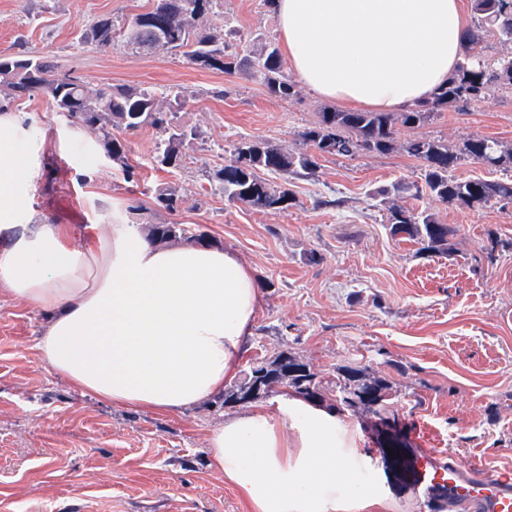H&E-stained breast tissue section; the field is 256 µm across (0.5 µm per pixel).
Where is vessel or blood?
Instances as JSON below:
<instances>
[{
  "instance_id": "1",
  "label": "vessel or blood",
  "mask_w": 512,
  "mask_h": 512,
  "mask_svg": "<svg viewBox=\"0 0 512 512\" xmlns=\"http://www.w3.org/2000/svg\"><path fill=\"white\" fill-rule=\"evenodd\" d=\"M431 512H512V468L492 469L452 452L446 463L419 471Z\"/></svg>"
}]
</instances>
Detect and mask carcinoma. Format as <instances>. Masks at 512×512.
<instances>
[{
	"mask_svg": "<svg viewBox=\"0 0 512 512\" xmlns=\"http://www.w3.org/2000/svg\"><path fill=\"white\" fill-rule=\"evenodd\" d=\"M214 0H152V6L136 14L128 27V42L145 51H179L201 69L238 73L258 79L268 92L285 101L296 95L294 84L284 72V62L272 42L261 45L255 55H240L217 33H199L197 23L213 8ZM474 26L465 34L462 59L433 98L401 113L410 127L431 122L448 106H465L478 101L493 87L512 88V58L489 59L478 50L486 37L496 34L512 40V0H473ZM99 48L112 46V19L101 18L86 35ZM72 75L52 58L29 57L21 53L0 55V97L9 102L22 96L40 94L51 103L65 126L85 132L99 145L112 164L126 177L134 175L127 163L125 135L150 126L160 136L155 162L162 167L180 166L181 147L195 139L194 130L173 125L172 104L183 105L180 91L173 101H163L152 91L137 86L112 88L87 81L71 82ZM392 117L387 112L319 113L313 126L300 133L301 147L285 151L264 141L242 139L234 144L232 158L214 172L224 199L255 210L286 209L294 204L293 194L267 179L269 174L310 178L323 157H354L361 153L386 154L393 149ZM405 152L421 162L420 180H403L372 189V199L384 203L399 193L420 196L427 193L458 209H473L490 203L505 208L512 204V176L498 180L458 179L452 170L466 160L489 167L512 170V148L485 137H472L460 149L427 137H417L405 145ZM140 220L148 225L149 240L159 243L204 242L205 235L184 224H154L138 206ZM391 235L421 245L420 252L454 259L457 229L444 224L428 209H389ZM512 252V239L490 238L484 256L474 257L495 263L504 252ZM281 384L308 403L336 411L365 413L383 428L384 445L404 446L400 413L393 406V384L382 372L356 359L336 365L325 379L313 367L288 351H279L253 362L250 372L235 388L224 392L222 405L250 403L268 395Z\"/></svg>",
	"mask_w": 512,
	"mask_h": 512,
	"instance_id": "obj_1",
	"label": "carcinoma"
}]
</instances>
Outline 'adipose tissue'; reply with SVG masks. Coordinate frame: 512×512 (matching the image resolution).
Wrapping results in <instances>:
<instances>
[{"label":"adipose tissue","mask_w":512,"mask_h":512,"mask_svg":"<svg viewBox=\"0 0 512 512\" xmlns=\"http://www.w3.org/2000/svg\"><path fill=\"white\" fill-rule=\"evenodd\" d=\"M292 73L349 109L413 107L461 59L464 0H278ZM0 114V286L49 320L36 349L73 388L116 405L173 414L223 391L240 370L261 293L233 253L160 248L132 224L70 244L30 204L34 171ZM358 441L335 413L286 397L210 432V465L252 512H336Z\"/></svg>","instance_id":"obj_1"}]
</instances>
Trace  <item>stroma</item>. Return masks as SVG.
<instances>
[{"label":"stroma","mask_w":512,"mask_h":512,"mask_svg":"<svg viewBox=\"0 0 512 512\" xmlns=\"http://www.w3.org/2000/svg\"><path fill=\"white\" fill-rule=\"evenodd\" d=\"M149 0H0V54L51 55L73 76L94 84L134 85L164 97L186 92L174 117L197 136L182 163H155L158 136L128 135L134 179H126L84 133L57 125L45 97L12 101L37 153L30 189L45 223L67 224L82 244L93 224H132L133 207L151 222H179L204 233L208 245L247 264L263 301L244 343L241 372L259 357L295 353L322 373L363 355L383 357L405 417L407 453L453 451L481 464L512 467V252L473 267L490 237L512 238V206L457 209L437 198L396 195L379 206L369 191L416 178L420 163L407 141L431 137L458 146L474 136L512 145V90L495 89L465 108L441 111L432 124L394 125V149L326 158L311 178H288L295 206L255 211L231 204L214 172L241 138L294 150L299 134L332 102L296 84L291 102L260 81L203 70L176 52L144 53L123 40L99 49L85 39L98 19L116 28ZM200 30L233 33L241 54L258 39L277 40L275 10L263 0H215ZM175 186L181 205L168 211L158 188ZM428 208L458 227L460 258L422 255L417 243L391 236L389 208ZM322 257L306 260L308 253ZM42 311L0 288V512H250L249 504L209 465L207 438L248 405L213 398L160 415L100 401L73 390L40 361ZM343 422L361 435L370 462L357 480L378 490L371 512H426L406 475L386 476L366 416Z\"/></svg>","instance_id":"stroma-1"}]
</instances>
